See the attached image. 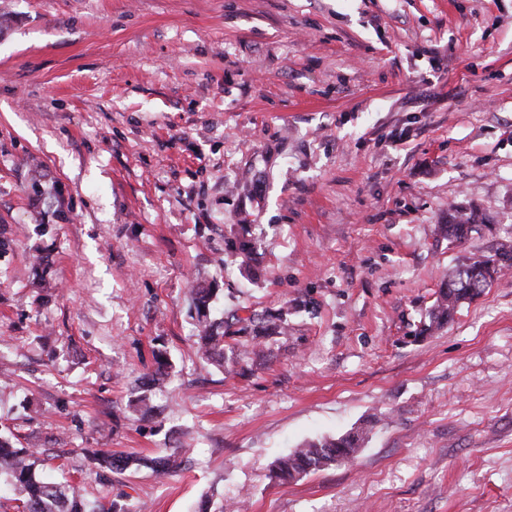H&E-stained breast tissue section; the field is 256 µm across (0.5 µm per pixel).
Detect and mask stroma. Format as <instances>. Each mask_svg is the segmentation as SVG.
Listing matches in <instances>:
<instances>
[{
	"instance_id": "35a3bbf8",
	"label": "stroma",
	"mask_w": 512,
	"mask_h": 512,
	"mask_svg": "<svg viewBox=\"0 0 512 512\" xmlns=\"http://www.w3.org/2000/svg\"><path fill=\"white\" fill-rule=\"evenodd\" d=\"M462 201L491 226L456 247ZM244 233L250 276L224 270ZM503 244L512 0H0V432L90 502L512 512V271L414 336ZM197 284L288 335L203 363ZM368 422L351 460L271 478ZM100 452L175 465L103 478ZM512 269V247L502 245L490 255H472L448 271L437 293L429 322L420 336L430 334L451 322L465 300H472L491 286L502 272Z\"/></svg>"
}]
</instances>
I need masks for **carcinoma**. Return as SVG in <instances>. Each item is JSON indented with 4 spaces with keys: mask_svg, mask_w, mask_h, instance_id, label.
Masks as SVG:
<instances>
[{
    "mask_svg": "<svg viewBox=\"0 0 512 512\" xmlns=\"http://www.w3.org/2000/svg\"><path fill=\"white\" fill-rule=\"evenodd\" d=\"M488 220L477 208L471 205L455 204L448 206V223L441 225L444 236L451 244L462 245L479 232ZM226 255L240 261V266L251 270L256 261L257 246L244 237L227 248ZM512 269V247L502 245L490 255H472L461 264L448 271L437 293L429 322L423 324L419 335L430 334L451 322L461 304L480 295L491 286L500 274ZM214 289L196 288L193 290V310L195 337L199 352L208 362L224 363V339L234 342L242 357L260 345V340L288 333V321L284 316L276 320H265L253 315L237 318L238 328L231 329L224 321L211 317L210 300ZM369 428L362 427L338 438H323L305 443L302 447L274 460L272 476L278 479H293L309 471L324 469L342 462L354 455L364 443ZM18 437L14 434L0 435V477L6 476L8 485L17 490L15 512H128L127 506L114 500L110 506H93L79 494L69 481L46 482L35 475L32 451L24 446H16ZM99 465L111 472H124L128 469L146 467L163 470L172 467L169 458L124 456L115 458L102 453Z\"/></svg>",
    "mask_w": 512,
    "mask_h": 512,
    "instance_id": "1",
    "label": "carcinoma"
}]
</instances>
